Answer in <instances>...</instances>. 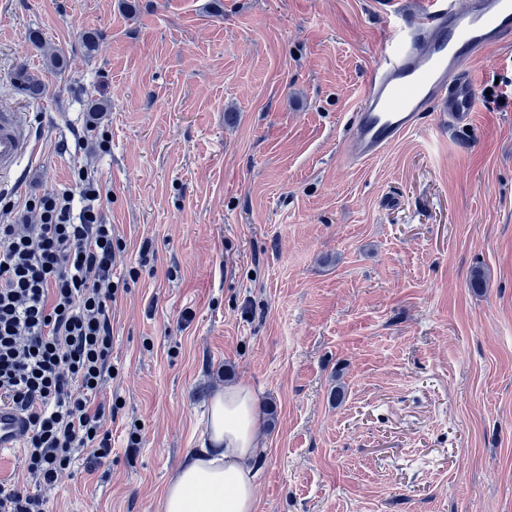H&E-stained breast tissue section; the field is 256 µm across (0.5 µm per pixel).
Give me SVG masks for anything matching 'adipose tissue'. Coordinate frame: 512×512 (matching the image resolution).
I'll return each mask as SVG.
<instances>
[{
	"mask_svg": "<svg viewBox=\"0 0 512 512\" xmlns=\"http://www.w3.org/2000/svg\"><path fill=\"white\" fill-rule=\"evenodd\" d=\"M262 418L253 387L231 384L210 402L207 437L165 485L161 512H256L252 463Z\"/></svg>",
	"mask_w": 512,
	"mask_h": 512,
	"instance_id": "obj_1",
	"label": "adipose tissue"
}]
</instances>
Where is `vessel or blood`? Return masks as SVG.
Returning a JSON list of instances; mask_svg holds the SVG:
<instances>
[{
  "instance_id": "obj_1",
  "label": "vessel or blood",
  "mask_w": 512,
  "mask_h": 512,
  "mask_svg": "<svg viewBox=\"0 0 512 512\" xmlns=\"http://www.w3.org/2000/svg\"><path fill=\"white\" fill-rule=\"evenodd\" d=\"M392 47L369 72L347 137L350 160L379 158L404 136L425 130L443 110L457 129L470 125L476 92L469 74L482 51L512 41V0H421L396 8ZM32 149L21 113L0 109V178L11 176ZM25 432L20 414L0 407V451Z\"/></svg>"
}]
</instances>
